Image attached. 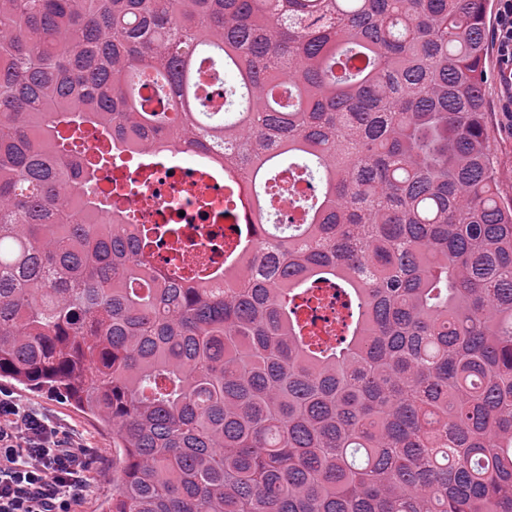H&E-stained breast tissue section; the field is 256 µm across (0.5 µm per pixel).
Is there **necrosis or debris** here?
Returning a JSON list of instances; mask_svg holds the SVG:
<instances>
[{"instance_id": "4bbe7bcc", "label": "necrosis or debris", "mask_w": 512, "mask_h": 512, "mask_svg": "<svg viewBox=\"0 0 512 512\" xmlns=\"http://www.w3.org/2000/svg\"><path fill=\"white\" fill-rule=\"evenodd\" d=\"M134 157L124 152L122 164L113 166L100 188L111 192L113 208L130 214L136 225H175V232L153 250L152 264L187 272L223 270L225 247L255 222L244 206L235 216H225L229 187L223 170L200 160L149 166L135 163Z\"/></svg>"}]
</instances>
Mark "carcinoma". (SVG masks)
I'll return each mask as SVG.
<instances>
[{
	"mask_svg": "<svg viewBox=\"0 0 512 512\" xmlns=\"http://www.w3.org/2000/svg\"><path fill=\"white\" fill-rule=\"evenodd\" d=\"M488 10L0 0V377L113 428L109 512H512ZM218 63L222 112L201 83ZM87 127L110 149L83 161ZM128 149L200 156L258 211L285 165L318 191L197 286L100 190ZM317 280L347 306L334 341L301 317Z\"/></svg>",
	"mask_w": 512,
	"mask_h": 512,
	"instance_id": "obj_1",
	"label": "carcinoma"
}]
</instances>
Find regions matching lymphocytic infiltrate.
<instances>
[{
    "label": "lymphocytic infiltrate",
    "instance_id": "obj_1",
    "mask_svg": "<svg viewBox=\"0 0 512 512\" xmlns=\"http://www.w3.org/2000/svg\"><path fill=\"white\" fill-rule=\"evenodd\" d=\"M90 460L50 416L0 399V512H77Z\"/></svg>",
    "mask_w": 512,
    "mask_h": 512
}]
</instances>
